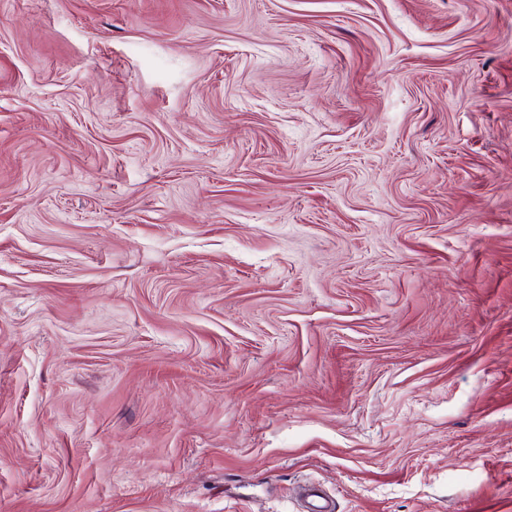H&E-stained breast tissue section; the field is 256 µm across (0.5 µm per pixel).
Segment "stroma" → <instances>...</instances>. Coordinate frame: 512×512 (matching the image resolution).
Instances as JSON below:
<instances>
[{"mask_svg": "<svg viewBox=\"0 0 512 512\" xmlns=\"http://www.w3.org/2000/svg\"><path fill=\"white\" fill-rule=\"evenodd\" d=\"M512 512V0H0V512Z\"/></svg>", "mask_w": 512, "mask_h": 512, "instance_id": "obj_1", "label": "stroma"}]
</instances>
